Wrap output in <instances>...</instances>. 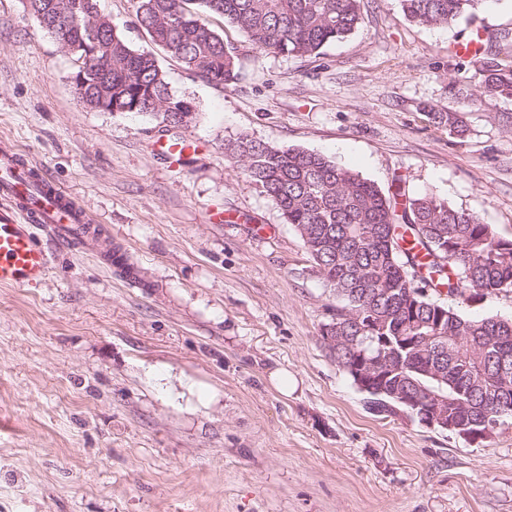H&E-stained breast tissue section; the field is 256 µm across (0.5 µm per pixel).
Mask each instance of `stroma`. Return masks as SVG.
Wrapping results in <instances>:
<instances>
[{
    "label": "stroma",
    "instance_id": "obj_1",
    "mask_svg": "<svg viewBox=\"0 0 512 512\" xmlns=\"http://www.w3.org/2000/svg\"><path fill=\"white\" fill-rule=\"evenodd\" d=\"M99 7L149 47L136 0ZM362 15L316 57L260 52L210 16L238 77L218 85L156 51L196 109L172 133L86 107L72 57L22 0H0V141L68 190L143 282L55 246L39 287H0V512H512V417L472 443L371 414L321 338L341 299L224 155L241 135L314 151L512 239V100L482 102L453 53L475 32H512V0L447 26L408 21L398 0H362ZM448 111L462 134L435 122ZM165 140L188 145L187 163ZM439 301L512 319V288ZM166 373L198 394L171 399Z\"/></svg>",
    "mask_w": 512,
    "mask_h": 512
}]
</instances>
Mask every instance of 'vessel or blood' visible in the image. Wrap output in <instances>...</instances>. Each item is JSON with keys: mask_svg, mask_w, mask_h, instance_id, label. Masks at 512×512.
<instances>
[{"mask_svg": "<svg viewBox=\"0 0 512 512\" xmlns=\"http://www.w3.org/2000/svg\"><path fill=\"white\" fill-rule=\"evenodd\" d=\"M92 224L43 166L12 145L0 146V287L35 286L45 279L50 254L40 234L66 246L97 247Z\"/></svg>", "mask_w": 512, "mask_h": 512, "instance_id": "1", "label": "vessel or blood"}]
</instances>
